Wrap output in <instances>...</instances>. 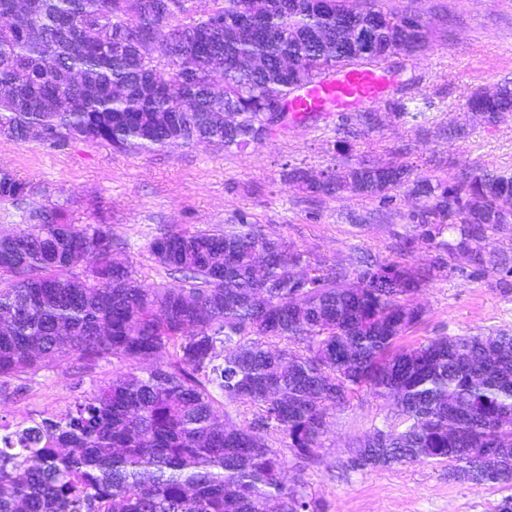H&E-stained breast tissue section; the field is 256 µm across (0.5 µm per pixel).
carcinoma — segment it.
Here are the masks:
<instances>
[{
    "instance_id": "cac0c4a2",
    "label": "carcinoma",
    "mask_w": 512,
    "mask_h": 512,
    "mask_svg": "<svg viewBox=\"0 0 512 512\" xmlns=\"http://www.w3.org/2000/svg\"><path fill=\"white\" fill-rule=\"evenodd\" d=\"M317 2L0 0V136L22 143L38 130L56 152L75 142L129 154L172 143L241 150L275 132L270 110L290 105L298 78L426 46L413 11L367 0L356 21L376 25L377 45L362 53L345 18ZM465 105L496 122L512 112V81ZM288 181L313 197H407L421 236L477 271L497 226L512 224L506 170L462 168L448 180L347 158L331 171L294 167ZM34 195L0 171V205L27 226L0 235V394L44 358L153 363L59 418L0 422V512H322L304 480L286 485L268 435L317 459L328 411L363 387L395 398L400 420L360 441L352 469L446 462L451 481L512 488V335L398 345L422 319L412 296L432 269L313 265L243 219L223 233L154 238L168 282L143 288L112 259V225L76 228ZM215 391L250 407L251 421H218Z\"/></svg>"
}]
</instances>
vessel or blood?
Masks as SVG:
<instances>
[{"instance_id":"1","label":"vessel or blood","mask_w":512,"mask_h":512,"mask_svg":"<svg viewBox=\"0 0 512 512\" xmlns=\"http://www.w3.org/2000/svg\"><path fill=\"white\" fill-rule=\"evenodd\" d=\"M381 66L357 68L341 76L318 78L309 89L295 99L296 109L315 112L326 106L339 109L349 104H374L381 101L385 88L381 81Z\"/></svg>"}]
</instances>
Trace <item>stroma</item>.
Masks as SVG:
<instances>
[{
  "label": "stroma",
  "mask_w": 512,
  "mask_h": 512,
  "mask_svg": "<svg viewBox=\"0 0 512 512\" xmlns=\"http://www.w3.org/2000/svg\"><path fill=\"white\" fill-rule=\"evenodd\" d=\"M412 8L430 25L427 47L383 63L402 71L405 86L394 97L405 102L409 116L374 105L375 128L348 138L339 128L340 113L322 114L229 151L173 143L124 155L77 143L58 154L34 140L0 137V170L47 191L72 224L108 219L116 240L113 258L130 266L145 288L164 277L149 251L155 237L174 227L221 232L244 217L314 262L350 268L368 255L433 268L430 282L413 297L423 317L408 330L405 344L512 333V290L502 288V270L512 265V224L500 227L486 246L484 275L473 276L449 266L447 253L419 238L403 218L411 209L403 198L387 206L351 192L312 198L286 177L295 166L319 171L360 156L379 164L404 161L444 178L460 167L512 171V112L488 124L464 106L467 93L491 92L512 80V0H414ZM452 126L463 128L464 137H449ZM140 371V365L115 360L44 362L10 378L0 418L20 423L63 415L75 398L113 375ZM396 420L393 402L366 388L356 391L330 409L319 459H287V476L302 475L323 512H496L503 491L449 481L444 464L351 469L350 451L359 440Z\"/></svg>",
  "instance_id": "stroma-1"
}]
</instances>
